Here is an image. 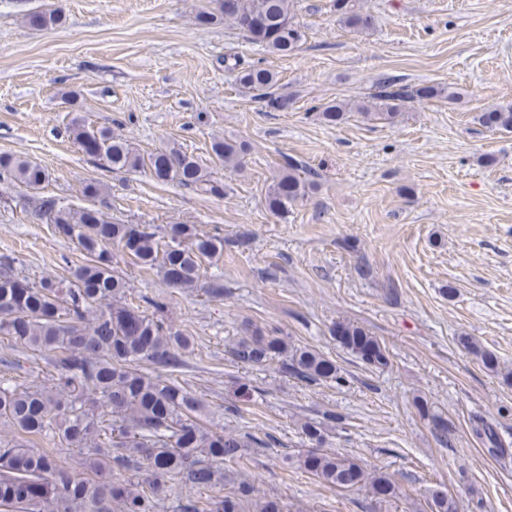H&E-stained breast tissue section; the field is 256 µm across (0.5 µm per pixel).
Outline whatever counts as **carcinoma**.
Wrapping results in <instances>:
<instances>
[{"label": "carcinoma", "instance_id": "1", "mask_svg": "<svg viewBox=\"0 0 512 512\" xmlns=\"http://www.w3.org/2000/svg\"><path fill=\"white\" fill-rule=\"evenodd\" d=\"M334 9L337 22L347 28L366 32L374 27V16L357 0H334ZM196 19L203 24L228 21L269 53L282 56L297 50L305 37L292 0H224L218 12H201ZM24 21L44 29L61 25L63 17L40 10L25 14ZM231 68L251 99L274 111L292 104V98L275 92L274 71L258 64L242 67L237 60ZM459 97L449 85L394 89L384 83L366 100H331L317 112L328 125L342 123L352 112L393 123L416 100ZM477 120L491 130H512V105L482 112ZM67 132L86 155L112 172L147 168L161 183L176 182L202 194L223 192L208 167L178 148L145 156L124 136L91 127L81 117L72 119ZM245 151L242 142H211L212 158L226 169L242 168ZM1 179L37 190L48 174L23 156L0 154ZM311 186L296 163H286L269 187L272 211L285 213ZM107 193L105 184L90 179L82 188L91 201L87 206L61 207L52 197L34 200L54 232L79 247L67 284L21 277L13 272L16 259L11 257L0 262V336L30 353L31 363L40 359L48 369L47 377L23 384L0 377V429L7 431L0 437V512H284L278 499L257 496L248 481L239 482L230 495L220 494L226 468L244 467L256 439L201 422V398L174 378L194 337L128 303L129 284L113 267L115 249L131 258V265L159 274L171 288H195L203 266L224 253V238L202 234L193 224L162 228L116 221L93 204ZM331 335L366 364L388 367L386 347L365 327L338 321ZM460 343L488 369H497V357L472 338L464 336ZM230 354L244 366L275 360L281 373L308 385L344 381L321 351L257 327L246 328ZM418 411L433 422L439 437L447 438V421L424 402ZM340 420L325 411L320 420L304 421L301 431L312 448L287 461L329 489L367 484L385 501L399 497V487L388 476L368 473L350 455L324 450L328 429ZM472 431L479 440L496 444L494 431L481 417L473 418ZM73 451L79 455L76 469L66 462ZM182 486L196 495H176ZM430 512H457L456 501L436 491Z\"/></svg>", "mask_w": 512, "mask_h": 512}]
</instances>
